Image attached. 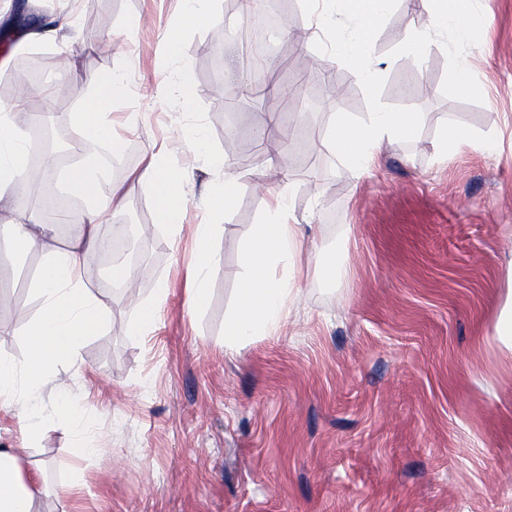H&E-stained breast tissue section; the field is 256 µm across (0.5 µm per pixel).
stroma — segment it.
Listing matches in <instances>:
<instances>
[{"label":"stroma","instance_id":"obj_1","mask_svg":"<svg viewBox=\"0 0 512 512\" xmlns=\"http://www.w3.org/2000/svg\"><path fill=\"white\" fill-rule=\"evenodd\" d=\"M494 2L468 42L472 92L456 90V58L440 45L420 59L397 51L399 36L424 28L427 15L396 4L374 39V87L348 64L288 46L272 63L268 95L241 100L231 139L227 102L244 79H228L224 61L242 55L227 34L242 0H217L218 24L184 32L188 102L165 87L178 65L160 45L179 19L177 0H0L7 16L19 5L29 18L72 23L67 45L0 49L11 69L43 64L45 91L28 112L50 121L77 109L81 83L71 71L126 75V94L109 106L124 148L119 168L105 170L125 205L107 213L100 233L131 225L143 256L102 264L97 252L84 254L87 286L108 297L111 321L81 344L76 365L36 391L38 438L27 441L17 405L0 406V444L28 447L26 467L43 472L39 512H512V351L494 338L512 293V0ZM306 69L335 79L304 82ZM378 104L423 122L361 176L323 142L338 117L363 122ZM446 124L472 144L444 158L435 144ZM195 126L230 161L228 172L188 145ZM489 135L498 138L490 152L477 146ZM159 149L189 176L174 237L130 178ZM228 174L239 199L219 219L217 265L197 309L193 228L209 221L205 194ZM281 186L303 238L298 301L277 338L230 351L224 320L244 274V239L264 218L269 189ZM79 232L60 225L22 258L0 233V297L13 301L0 314V357L25 362L39 270ZM341 256L342 283L314 274ZM161 283L160 322L130 335ZM63 394L87 422L84 437L56 411ZM82 439L97 453L77 455Z\"/></svg>","mask_w":512,"mask_h":512}]
</instances>
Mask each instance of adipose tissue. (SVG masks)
<instances>
[{
    "label": "adipose tissue",
    "mask_w": 512,
    "mask_h": 512,
    "mask_svg": "<svg viewBox=\"0 0 512 512\" xmlns=\"http://www.w3.org/2000/svg\"><path fill=\"white\" fill-rule=\"evenodd\" d=\"M392 2L302 0L313 41L332 57L352 65L368 87L378 78L370 57L372 41ZM493 4L494 0H420L429 24L421 30L405 31L398 47L417 58L435 43L450 54H460L477 11L492 14ZM218 20L213 0H184L178 24L163 36L166 55L173 60L181 59L183 32ZM87 86L79 107L63 114V121L81 134L107 142L113 151H120L123 139L114 131L107 108L124 95V76L92 75ZM26 103V97L20 95L10 104L0 105V211L15 208L27 185L25 129L31 115ZM421 122L420 113L390 112L379 106L361 123L337 119L328 132L326 144L341 160L363 173L376 165L383 143L413 138ZM133 177L149 190L158 223L164 224L170 234H177L186 211L183 171L166 154L153 152L145 157ZM64 179L68 192L88 203L83 231L70 246L50 251L39 273L36 292L41 307L26 332V362L19 366L0 357V400L21 406L23 429L30 440L37 433L32 420L33 393L57 376L61 365L76 363L82 342L102 332L111 317L107 298L86 286L87 271L80 252L98 246V224L103 223L109 209L122 205L123 198L118 188L106 186L94 161L72 164L66 168ZM289 217L286 189L270 191L267 217L254 225L247 237L242 254L245 273L237 304L224 322V343L229 348L278 335L287 317L293 299L288 267L300 247L299 227L290 223ZM8 229L14 251L20 255L44 244L54 234L53 224L33 209L20 214ZM221 231L218 224L195 227L199 260L191 299L198 308L207 301L205 284L216 265L210 243ZM24 460V449L0 446V512H37L35 499L42 474L26 468Z\"/></svg>",
    "instance_id": "obj_1"
}]
</instances>
